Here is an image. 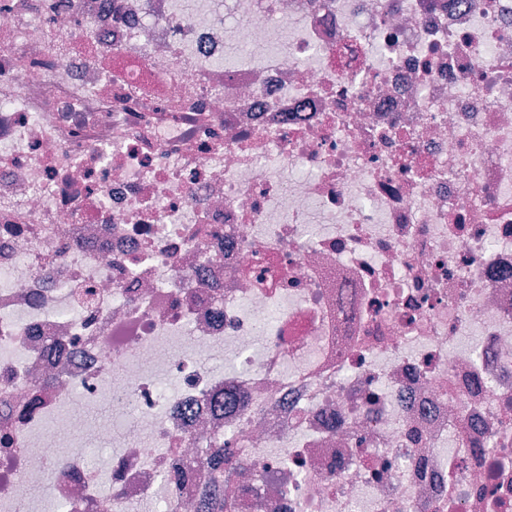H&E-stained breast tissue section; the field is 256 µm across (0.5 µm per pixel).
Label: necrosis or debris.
I'll return each instance as SVG.
<instances>
[{"label": "necrosis or debris", "instance_id": "obj_1", "mask_svg": "<svg viewBox=\"0 0 512 512\" xmlns=\"http://www.w3.org/2000/svg\"><path fill=\"white\" fill-rule=\"evenodd\" d=\"M58 461L65 512H512V0H0V512ZM83 419L86 428L84 432L86 441L83 444L84 446L76 448L75 452L82 453L88 464L99 471L103 477H106L109 471L110 454H112L114 447L111 445L109 451L100 450L92 441L91 430L98 425L113 423L112 407L108 404L92 406L85 412Z\"/></svg>", "mask_w": 512, "mask_h": 512}]
</instances>
